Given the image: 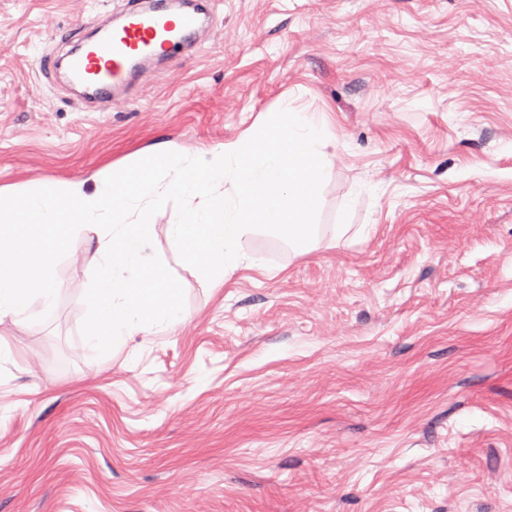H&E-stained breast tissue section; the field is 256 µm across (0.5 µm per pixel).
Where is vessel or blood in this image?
Here are the masks:
<instances>
[{
    "instance_id": "1",
    "label": "vessel or blood",
    "mask_w": 512,
    "mask_h": 512,
    "mask_svg": "<svg viewBox=\"0 0 512 512\" xmlns=\"http://www.w3.org/2000/svg\"><path fill=\"white\" fill-rule=\"evenodd\" d=\"M195 25L193 15H183L174 23L159 14L130 12L118 32L108 38L86 44L70 61V68L80 81L96 93L105 94L122 81L132 59L145 52L173 53L181 32Z\"/></svg>"
}]
</instances>
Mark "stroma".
<instances>
[{
    "label": "stroma",
    "mask_w": 512,
    "mask_h": 512,
    "mask_svg": "<svg viewBox=\"0 0 512 512\" xmlns=\"http://www.w3.org/2000/svg\"><path fill=\"white\" fill-rule=\"evenodd\" d=\"M133 0H0V186L329 116L319 245L253 231L187 320L84 347L0 321V512H512V0H211L100 106L59 59ZM349 232L336 237L337 225Z\"/></svg>",
    "instance_id": "obj_1"
}]
</instances>
